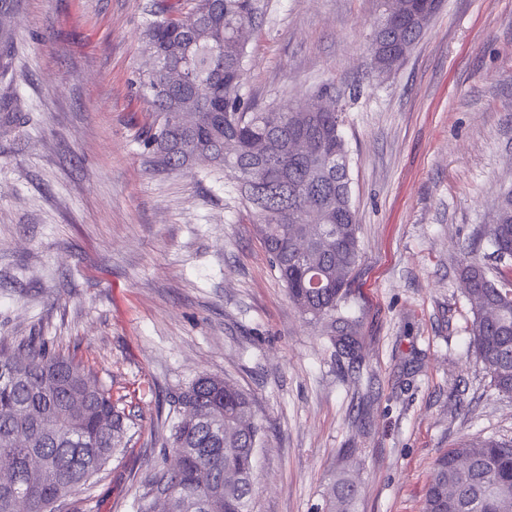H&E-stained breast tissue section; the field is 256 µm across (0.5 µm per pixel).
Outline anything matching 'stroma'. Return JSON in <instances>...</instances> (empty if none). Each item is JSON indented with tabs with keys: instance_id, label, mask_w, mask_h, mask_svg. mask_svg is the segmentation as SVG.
Listing matches in <instances>:
<instances>
[{
	"instance_id": "stroma-1",
	"label": "stroma",
	"mask_w": 512,
	"mask_h": 512,
	"mask_svg": "<svg viewBox=\"0 0 512 512\" xmlns=\"http://www.w3.org/2000/svg\"><path fill=\"white\" fill-rule=\"evenodd\" d=\"M244 99L328 87L343 117L361 262L355 354L290 302L230 177L155 168L136 80L142 32L187 0H18L0 74V338L91 366L131 418L67 512H136L178 395L198 375L250 393L264 432L254 512H315L340 471L355 512H421L434 461L512 440V397L469 346L464 250L512 189V0H442L402 64L371 74L378 0H260Z\"/></svg>"
}]
</instances>
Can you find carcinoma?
<instances>
[{
    "mask_svg": "<svg viewBox=\"0 0 512 512\" xmlns=\"http://www.w3.org/2000/svg\"><path fill=\"white\" fill-rule=\"evenodd\" d=\"M259 0H190L184 14H154L145 49L164 67L181 69L172 84L160 70L138 78L154 109L147 148L152 165L177 169L204 155L214 170L228 172L247 207L288 297L305 316L328 324L336 350L354 353L358 321L338 314L360 260L352 204L348 150L338 112H284L244 103L241 87L247 45ZM422 29L408 21L386 32L387 45L411 46ZM15 30L0 25V68L8 70ZM190 112L191 122L178 115ZM303 140L309 149H295ZM288 212V221L271 216ZM491 254L512 261V191L499 201L496 220L484 232ZM472 313L471 344L498 393L512 396V279H496L467 255L459 272ZM85 401L69 411L72 398ZM177 403L207 419L185 414L170 425L164 445L181 457L176 468L146 478L138 512H152L155 492L175 494L173 512H252L255 450L263 429L250 395L236 382L202 375ZM128 415L94 371L53 352L35 337L0 341V456L13 474L0 483V512H61L75 491L91 485L118 452ZM43 467L31 466L32 457ZM208 469L205 486L198 467ZM358 490L344 472L316 512H354ZM421 512H512V442L494 438L460 441L437 458Z\"/></svg>",
    "mask_w": 512,
    "mask_h": 512,
    "instance_id": "carcinoma-1",
    "label": "carcinoma"
}]
</instances>
